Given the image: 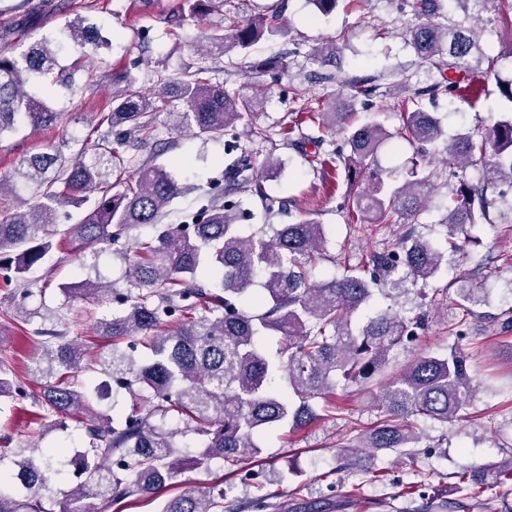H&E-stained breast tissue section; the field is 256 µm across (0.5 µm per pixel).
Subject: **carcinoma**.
<instances>
[{
  "label": "carcinoma",
  "mask_w": 512,
  "mask_h": 512,
  "mask_svg": "<svg viewBox=\"0 0 512 512\" xmlns=\"http://www.w3.org/2000/svg\"><path fill=\"white\" fill-rule=\"evenodd\" d=\"M443 0H410L413 21L403 36L415 54L429 62L441 80L413 92L414 108L401 113L398 134L422 155H447L448 168L460 177L448 199L446 224H493L500 187L512 188V116L490 130L469 128L451 137L439 119L425 110L422 98L459 91L458 74L479 72L485 51L474 26L469 4L486 8L490 0H451L463 11L460 20L441 22ZM226 0H180L168 18L178 28L192 18L204 21L224 14ZM231 33L221 28L205 34L193 70L173 80L160 75L156 87L145 89L128 71H113L112 101L97 113L72 162L56 154H23L0 174V196H17L27 187L36 201L26 209L0 212V265L22 278L43 263L51 237L75 242L96 258L104 242L119 243L142 225L161 223L165 209L183 187L162 164H145L135 179L121 178L127 149L153 136V117L167 112L171 126L205 140H220L242 123L247 138L268 139V131L253 121L263 104L258 93H231L213 80L214 60L243 55L265 36L285 34L282 12L255 14L232 21ZM76 47L108 45L98 29L80 19L65 28ZM65 42L43 36L18 55L0 56V138L15 131L24 118L34 128L56 126L63 113L26 85L52 77L63 85L71 74L59 68ZM338 47L326 41L312 49L309 60L326 66ZM384 74L345 82L349 110L318 113V124L339 134L342 148L326 153L323 166L343 167L347 183L357 188L351 211L368 224H412L427 208L432 183L418 176L396 186L381 177L378 153L391 139L382 123L357 124L355 103L366 106ZM183 109L170 107L173 101ZM231 161L224 182H214L200 196L199 208L182 224L169 225L155 237L120 252L129 263L130 288L85 279L64 292L93 304L103 295L122 306L119 315L95 322V335L106 350L40 329V351L31 369L39 394L28 393L0 369V397L32 399V405L55 417L75 421L85 436L82 448H44L40 443L19 449L13 467L0 471V512H77L83 499L120 505L134 496H159L175 485L179 494L165 500L160 512H224V489L218 484L186 482L187 469H210L215 460L253 463L262 454L261 437L271 428L289 425L300 430L336 415L328 400L336 376L346 385L368 389L381 413L375 428L346 443L344 453L361 448L373 454L389 450L412 453L422 435L419 424L454 422L463 416L478 382L469 356L456 344L443 355L419 354L396 375L383 378L398 352L418 338L425 314L405 316L393 306L375 309L374 292L397 301L410 292L407 284L436 277L446 255L415 227L390 250L370 255L356 273L315 281L310 268L327 243L324 225L309 218L289 224H264L245 236L242 222L253 214L226 198L250 191L266 213L274 209L262 182L274 177L278 160L269 158L254 179L253 153L227 144ZM480 167L477 182L466 170ZM89 205L76 224L57 223L58 211ZM262 292L256 293V279ZM260 303L263 311L250 306ZM275 333L282 345L275 357L259 338ZM288 379V394L271 388L272 378ZM124 390L136 401L131 411L116 415L102 404L109 387ZM176 413L184 426L167 423ZM195 437L196 451H182L181 439ZM77 467L85 480L53 497L58 476ZM512 485V456L490 468L458 476L457 496L435 492L431 504L442 512L491 508L484 496Z\"/></svg>",
  "instance_id": "cac0c4a2"
}]
</instances>
